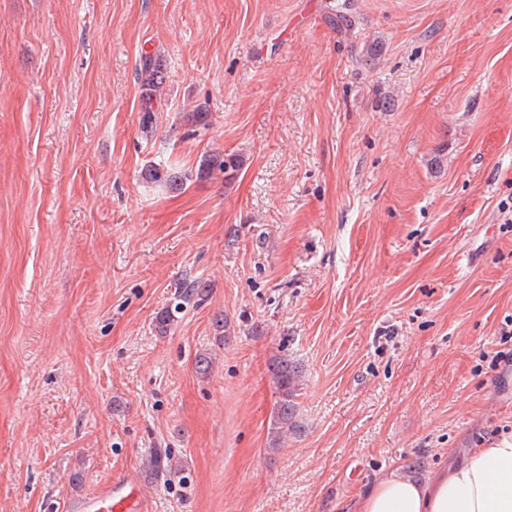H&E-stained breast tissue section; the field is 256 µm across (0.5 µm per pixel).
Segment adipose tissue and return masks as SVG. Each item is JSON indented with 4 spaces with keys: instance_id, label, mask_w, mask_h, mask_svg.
I'll use <instances>...</instances> for the list:
<instances>
[{
    "instance_id": "1",
    "label": "adipose tissue",
    "mask_w": 512,
    "mask_h": 512,
    "mask_svg": "<svg viewBox=\"0 0 512 512\" xmlns=\"http://www.w3.org/2000/svg\"><path fill=\"white\" fill-rule=\"evenodd\" d=\"M355 512H512V438L418 481L391 473L358 499Z\"/></svg>"
}]
</instances>
